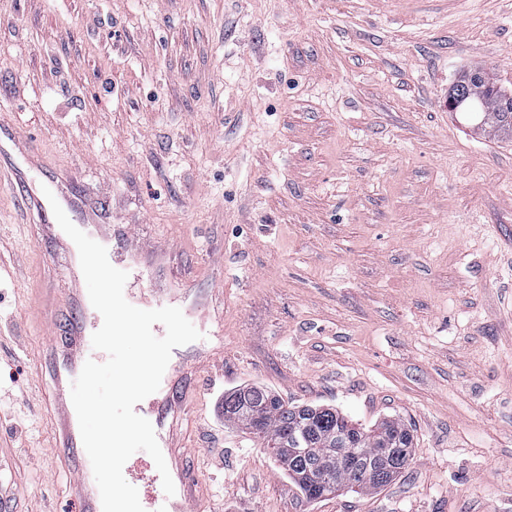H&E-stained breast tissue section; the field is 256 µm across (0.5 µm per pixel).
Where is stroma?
<instances>
[{"label":"stroma","mask_w":512,"mask_h":512,"mask_svg":"<svg viewBox=\"0 0 512 512\" xmlns=\"http://www.w3.org/2000/svg\"><path fill=\"white\" fill-rule=\"evenodd\" d=\"M512 89V0H0V113L106 194L191 323L175 454L215 512H512V140L448 112ZM0 182V454L19 512H76L43 424L70 264ZM259 385L415 434L388 486L305 498L224 395ZM473 72L480 75L477 81L470 78ZM454 86H460L463 92L454 97L448 95V112H460L476 119L473 124L490 137L512 140V112L502 111L503 103L509 99L511 102V96L497 84L491 71L483 67L466 70Z\"/></svg>","instance_id":"stroma-1"}]
</instances>
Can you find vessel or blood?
I'll list each match as a JSON object with an SVG mask.
<instances>
[{
    "label": "vessel or blood",
    "instance_id": "b4317fda",
    "mask_svg": "<svg viewBox=\"0 0 512 512\" xmlns=\"http://www.w3.org/2000/svg\"><path fill=\"white\" fill-rule=\"evenodd\" d=\"M7 163L13 182L22 189L32 209L40 218L45 238L61 242L66 238L59 227L50 199H57L72 223L90 238L108 247L110 263L125 269L127 256L133 255L136 243L130 231L112 232V215L103 209L99 198L76 190L68 177L52 172L44 156L7 116H0V163ZM75 288L69 300L67 319L58 324L62 347L54 374V401L57 409L55 425L61 434L57 454L74 467V484L80 500L77 512H102L99 489L95 482L89 457L84 449L77 415L73 407L70 386L87 360L99 357L91 337L102 325L101 315H89V297L82 290L84 277L80 265H73ZM183 376L180 352H173L163 375L159 390L136 405V412L148 419L155 431H162L171 403L181 400L175 389ZM125 479L139 492L145 512H198L191 498L193 481L179 474V484L173 496H166L161 476L154 464L132 455L123 468Z\"/></svg>",
    "mask_w": 512,
    "mask_h": 512
}]
</instances>
